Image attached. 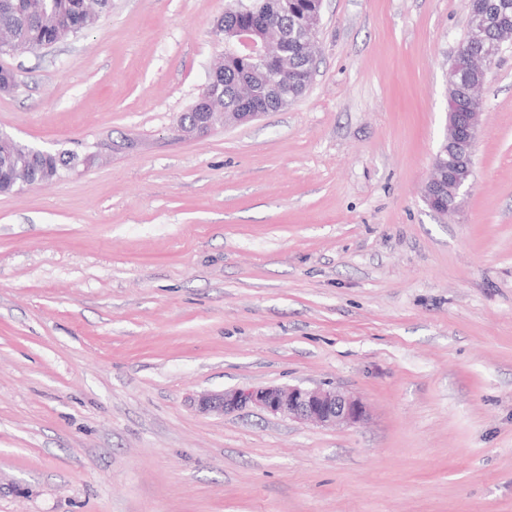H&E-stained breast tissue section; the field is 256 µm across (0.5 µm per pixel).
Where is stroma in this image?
Returning <instances> with one entry per match:
<instances>
[{"label":"stroma","mask_w":512,"mask_h":512,"mask_svg":"<svg viewBox=\"0 0 512 512\" xmlns=\"http://www.w3.org/2000/svg\"><path fill=\"white\" fill-rule=\"evenodd\" d=\"M229 6L112 0L0 56L1 130L102 152L0 195V512H512V48L440 215L468 0H323L302 97L177 137ZM288 384L368 418L196 407ZM109 0H75L77 4L83 5L84 10L78 20L84 23L83 32L93 29L102 14L110 9Z\"/></svg>","instance_id":"stroma-1"}]
</instances>
